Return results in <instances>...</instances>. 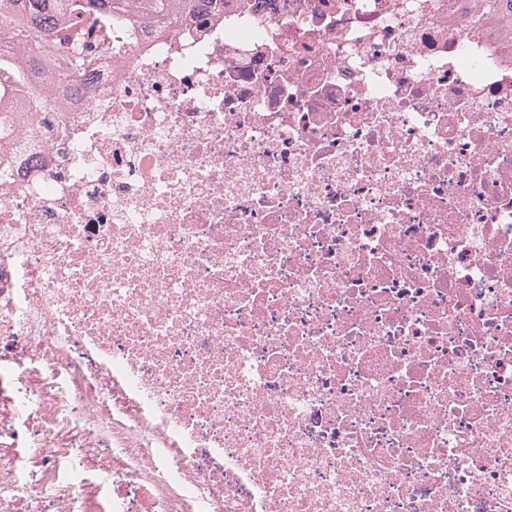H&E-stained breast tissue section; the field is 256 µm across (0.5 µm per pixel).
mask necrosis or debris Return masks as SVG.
Segmentation results:
<instances>
[{
  "instance_id": "necrosis-or-debris-1",
  "label": "necrosis or debris",
  "mask_w": 512,
  "mask_h": 512,
  "mask_svg": "<svg viewBox=\"0 0 512 512\" xmlns=\"http://www.w3.org/2000/svg\"><path fill=\"white\" fill-rule=\"evenodd\" d=\"M13 31L0 512H512L492 30L444 0H198L108 51Z\"/></svg>"
}]
</instances>
